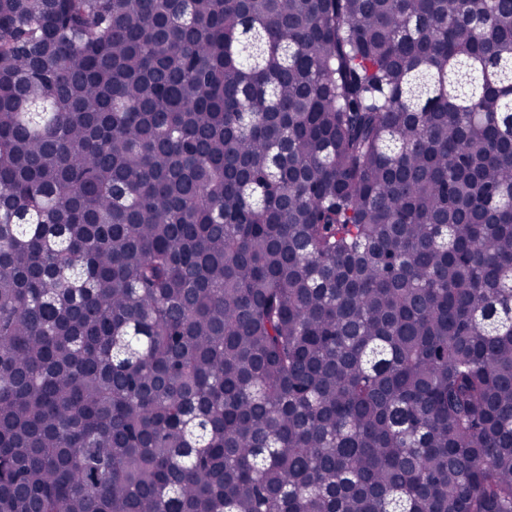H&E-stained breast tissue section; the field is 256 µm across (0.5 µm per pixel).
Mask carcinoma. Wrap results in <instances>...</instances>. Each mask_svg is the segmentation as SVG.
Wrapping results in <instances>:
<instances>
[{
  "mask_svg": "<svg viewBox=\"0 0 512 512\" xmlns=\"http://www.w3.org/2000/svg\"><path fill=\"white\" fill-rule=\"evenodd\" d=\"M512 0H0V512H512Z\"/></svg>",
  "mask_w": 512,
  "mask_h": 512,
  "instance_id": "1",
  "label": "carcinoma"
}]
</instances>
